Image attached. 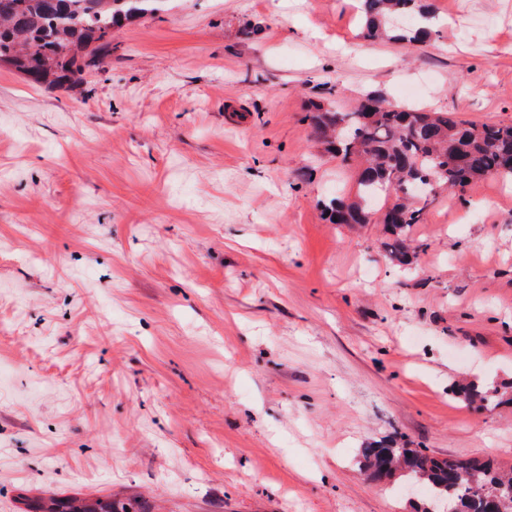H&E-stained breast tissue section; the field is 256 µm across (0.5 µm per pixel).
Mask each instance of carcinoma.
Masks as SVG:
<instances>
[{"label": "carcinoma", "instance_id": "1", "mask_svg": "<svg viewBox=\"0 0 512 512\" xmlns=\"http://www.w3.org/2000/svg\"><path fill=\"white\" fill-rule=\"evenodd\" d=\"M166 0H0V63L26 75L36 85H64L99 69L112 51V29L153 14ZM365 35L416 44L428 38L427 27H404L394 20L418 12L432 16L422 0H359ZM308 120L317 138L343 166L354 170V198L338 197L324 206L338 224L386 226L390 260L412 264L416 253L405 245L411 226L424 221L437 194L433 185L462 193L489 178H512V123H475L455 112L385 104L370 96L351 111L335 101L313 102ZM406 186L413 201L394 195L393 183ZM454 394L472 408L499 397L476 383H457ZM417 483L432 501H449L457 512H491L488 487L512 483V474L488 462L435 457L424 448L370 445L361 451L360 471L381 479L394 471ZM21 512H142L132 502L76 496L48 499L20 494Z\"/></svg>", "mask_w": 512, "mask_h": 512}]
</instances>
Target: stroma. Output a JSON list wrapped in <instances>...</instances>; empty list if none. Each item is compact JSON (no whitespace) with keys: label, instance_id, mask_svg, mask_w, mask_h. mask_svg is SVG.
I'll use <instances>...</instances> for the list:
<instances>
[{"label":"stroma","instance_id":"stroma-1","mask_svg":"<svg viewBox=\"0 0 512 512\" xmlns=\"http://www.w3.org/2000/svg\"><path fill=\"white\" fill-rule=\"evenodd\" d=\"M430 2L416 46L358 0H169L82 88L0 66V512H416L359 470L389 438L512 469V183L440 194L408 268L321 208L356 182L310 102L512 122V0ZM453 391L457 398L472 408L485 407L500 395L497 389L490 391L476 383H457ZM23 512H143L132 502L98 499L89 502L76 496H60L48 499L20 494Z\"/></svg>","mask_w":512,"mask_h":512}]
</instances>
